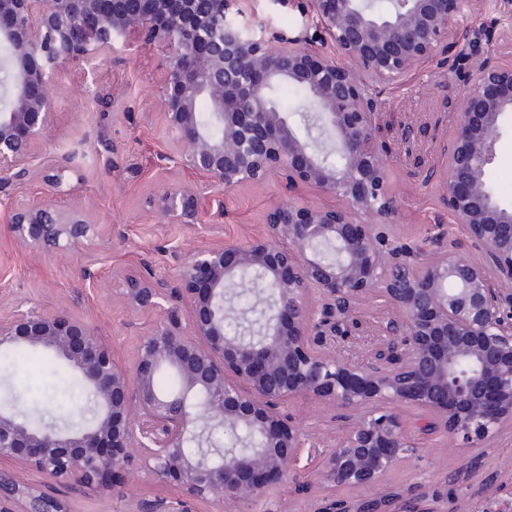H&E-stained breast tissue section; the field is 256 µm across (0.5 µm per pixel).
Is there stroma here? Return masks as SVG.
Segmentation results:
<instances>
[{"label": "stroma", "mask_w": 512, "mask_h": 512, "mask_svg": "<svg viewBox=\"0 0 512 512\" xmlns=\"http://www.w3.org/2000/svg\"><path fill=\"white\" fill-rule=\"evenodd\" d=\"M239 5L248 20L271 31L303 34L310 46L320 47L321 30L310 15L298 12L294 0L284 6L276 0H239ZM458 28L460 48L489 55L512 34V17L499 12L496 0H472ZM127 44V51L112 57L102 70L101 83L112 95L111 110H101L91 95L81 93L84 63H68L54 75L53 125L38 147L41 170L23 191L24 196L61 206L82 202L97 223L120 224L123 236L101 239L95 264L98 280L92 283L81 278L77 257H32L13 243L7 226L0 223V313L10 314L19 304L46 312L77 307L114 355L129 362L153 318L120 302L127 277L140 272L145 258L158 274L176 279L188 255L211 244L212 238L204 227L170 224L147 210V198L161 186L160 157L168 149L160 115L165 52L134 33ZM465 92V84L449 77L438 60L422 64L403 83L379 87L378 137L396 199V236L425 254L450 250L476 261L482 257L480 250L463 225L454 223L439 184L427 177L442 159ZM67 146L80 148L85 157L77 162L80 180L72 181L70 195L61 197L43 181L41 171ZM491 170L495 198L502 206H512V122L501 128ZM288 199L317 207L338 203L313 186L291 187L280 178L247 185L224 201L225 240L243 242L256 235L266 212ZM352 317L360 332L350 342L337 343L336 352L362 365L381 341L380 325L398 314L373 297L360 302ZM1 400L15 402L32 416L66 422L79 421L83 405L79 391L65 385L58 366L45 360L19 364L15 375L1 379ZM284 411L310 433L287 481L269 497L225 506L185 498L189 512H324L330 504L351 506L362 499V492L354 489H325L317 478L320 452L338 442L351 422L349 415L311 399L296 400ZM400 413L416 451L382 480L380 493L396 496L391 512H512V427L504 428L487 447L452 448L443 436L419 434L413 408L403 407ZM56 491L70 512H149L157 501L184 498L174 482L146 473L136 460L107 486L88 490L60 484Z\"/></svg>", "instance_id": "obj_1"}]
</instances>
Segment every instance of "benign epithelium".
Listing matches in <instances>:
<instances>
[{
	"instance_id": "1",
	"label": "benign epithelium",
	"mask_w": 512,
	"mask_h": 512,
	"mask_svg": "<svg viewBox=\"0 0 512 512\" xmlns=\"http://www.w3.org/2000/svg\"><path fill=\"white\" fill-rule=\"evenodd\" d=\"M239 0H0V42L9 79L0 82V192L28 183L35 143L52 121V75L82 60L96 71L135 31L166 50L161 104L170 149L161 166L156 212L174 224H210L220 233L224 197L277 176L337 197L339 206L283 201L244 242L222 239L196 250L171 284L150 262L120 299L155 321L132 365L121 363L93 323L69 307L0 316V348L45 350L89 392L92 418L77 428H34L15 405L0 406V512H69L64 500L24 485L33 470L85 487L105 486L137 456L142 468L178 482L191 498L260 499L285 481L309 434L282 406L308 398L353 422L324 453L327 488H378L413 451L397 409L409 404L462 448L481 447L512 426V208L484 181L497 154L500 118L512 112V60L480 54L458 74L466 94L430 179L445 190L455 223L483 259L458 253L409 258L388 227L396 208L378 147L377 87L399 82L450 45L470 0H399L379 14L370 0H306L335 52H312L301 37H274L238 20ZM286 80L304 88L321 134L300 136L271 100ZM209 103L214 136L198 116ZM199 177L170 179L172 168ZM76 166L63 156L44 174L58 194ZM3 222L22 250L77 253L93 280L100 225L79 204L66 208L17 197ZM247 288L265 326L250 339L229 323L241 317L230 293ZM363 296L399 314L381 328L368 364L339 359L329 340L352 335L349 315ZM466 363L470 373L460 377ZM177 378L162 391L161 372ZM218 430L244 432L240 448H206ZM195 441L200 449L189 452Z\"/></svg>"
}]
</instances>
